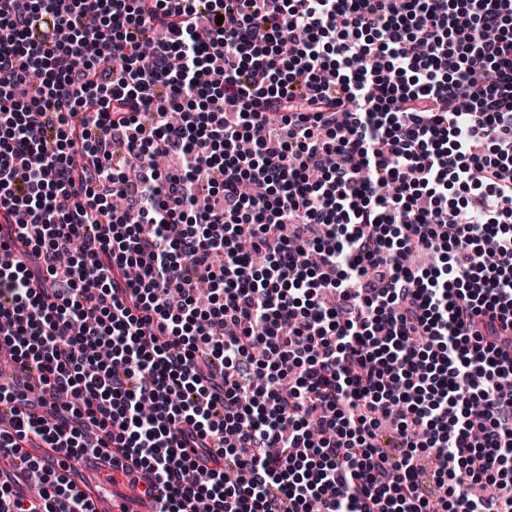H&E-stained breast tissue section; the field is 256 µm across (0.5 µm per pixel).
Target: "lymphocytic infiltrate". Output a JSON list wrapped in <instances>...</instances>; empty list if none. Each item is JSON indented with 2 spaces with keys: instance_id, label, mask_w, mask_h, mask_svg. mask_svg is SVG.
<instances>
[{
  "instance_id": "f902f5d3",
  "label": "lymphocytic infiltrate",
  "mask_w": 512,
  "mask_h": 512,
  "mask_svg": "<svg viewBox=\"0 0 512 512\" xmlns=\"http://www.w3.org/2000/svg\"><path fill=\"white\" fill-rule=\"evenodd\" d=\"M0 26V512H512V0Z\"/></svg>"
}]
</instances>
